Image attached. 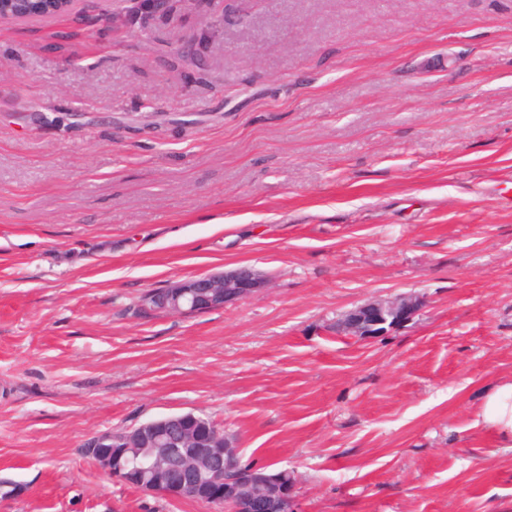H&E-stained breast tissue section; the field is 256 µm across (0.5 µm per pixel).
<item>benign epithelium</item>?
<instances>
[{"label":"benign epithelium","mask_w":512,"mask_h":512,"mask_svg":"<svg viewBox=\"0 0 512 512\" xmlns=\"http://www.w3.org/2000/svg\"><path fill=\"white\" fill-rule=\"evenodd\" d=\"M77 0H0V21L54 19L68 14ZM168 0H121L130 14L160 11ZM264 276L248 267L207 273L174 282L159 294L147 293L141 307L155 311L204 313L252 297ZM412 298L367 302L355 307L337 329L361 339L380 336L413 319L420 310ZM106 473L149 492L163 487L169 496L224 505L227 512H291L295 484L282 473L254 466L240 474L237 441L224 429L193 412L151 420L114 435L105 432L83 444Z\"/></svg>","instance_id":"obj_1"}]
</instances>
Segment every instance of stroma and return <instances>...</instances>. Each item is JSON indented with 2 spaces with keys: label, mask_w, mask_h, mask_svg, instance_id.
Listing matches in <instances>:
<instances>
[{
  "label": "stroma",
  "mask_w": 512,
  "mask_h": 512,
  "mask_svg": "<svg viewBox=\"0 0 512 512\" xmlns=\"http://www.w3.org/2000/svg\"><path fill=\"white\" fill-rule=\"evenodd\" d=\"M172 5L0 22V512H224L82 452L183 412L293 472L295 512H512L475 425L512 377V0ZM241 265L252 298L136 312ZM420 307V302L412 298L367 302L351 310L336 327L350 336L372 338L404 326Z\"/></svg>",
  "instance_id": "1"
}]
</instances>
